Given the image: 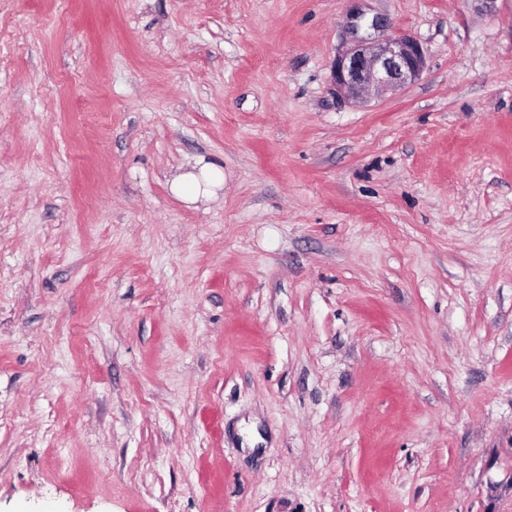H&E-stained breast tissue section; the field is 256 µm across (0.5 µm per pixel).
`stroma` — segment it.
I'll list each match as a JSON object with an SVG mask.
<instances>
[{"label":"stroma","mask_w":512,"mask_h":512,"mask_svg":"<svg viewBox=\"0 0 512 512\" xmlns=\"http://www.w3.org/2000/svg\"><path fill=\"white\" fill-rule=\"evenodd\" d=\"M0 512H512V0H0ZM424 67L423 52L414 40L404 36L374 40L367 36L335 58L332 90L348 98L363 99L370 97L372 91L409 86ZM201 190V182L193 173L178 177L172 184V192L186 201L196 200Z\"/></svg>","instance_id":"1"}]
</instances>
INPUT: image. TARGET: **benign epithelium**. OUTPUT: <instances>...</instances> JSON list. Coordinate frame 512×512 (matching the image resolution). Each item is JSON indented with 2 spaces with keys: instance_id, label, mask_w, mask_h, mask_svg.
Listing matches in <instances>:
<instances>
[{
  "instance_id": "1",
  "label": "benign epithelium",
  "mask_w": 512,
  "mask_h": 512,
  "mask_svg": "<svg viewBox=\"0 0 512 512\" xmlns=\"http://www.w3.org/2000/svg\"><path fill=\"white\" fill-rule=\"evenodd\" d=\"M425 58L417 42L404 37L361 39L335 58L332 90L352 99H363L375 91L409 86L421 75Z\"/></svg>"
}]
</instances>
